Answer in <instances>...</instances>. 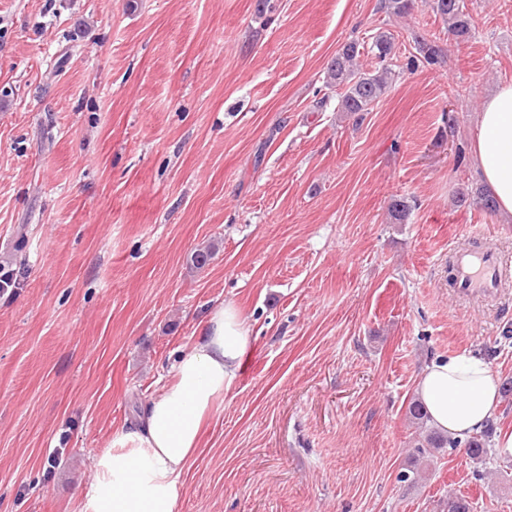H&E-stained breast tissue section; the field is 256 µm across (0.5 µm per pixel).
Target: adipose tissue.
I'll return each instance as SVG.
<instances>
[{"label": "adipose tissue", "instance_id": "adipose-tissue-1", "mask_svg": "<svg viewBox=\"0 0 512 512\" xmlns=\"http://www.w3.org/2000/svg\"><path fill=\"white\" fill-rule=\"evenodd\" d=\"M472 151L482 185L499 212L512 217L511 82L482 103ZM250 341V326L234 303L214 305L198 323L196 342L175 360L173 380L145 401L134 427L95 453L79 512H177L203 423L234 387ZM498 388L497 372L474 353L435 357L416 382L430 424L455 439L492 419Z\"/></svg>", "mask_w": 512, "mask_h": 512}]
</instances>
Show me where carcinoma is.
<instances>
[{"instance_id": "carcinoma-1", "label": "carcinoma", "mask_w": 512, "mask_h": 512, "mask_svg": "<svg viewBox=\"0 0 512 512\" xmlns=\"http://www.w3.org/2000/svg\"><path fill=\"white\" fill-rule=\"evenodd\" d=\"M427 4L446 23L449 35L463 40L470 37L472 17L465 0H427ZM414 5L415 0H382L381 8L393 16L403 17ZM415 43L418 55L410 59L409 67L414 68L421 63L435 65L444 61L443 50L436 42L417 38ZM373 48L376 49L378 67L372 70L365 71L356 66V58L361 55V43L357 41L343 45L328 63L327 84L342 89L338 111L357 116L368 112L391 87L395 76L390 65L394 51L393 37L384 31L375 35ZM458 203L476 205L488 212L496 210L495 200L481 186L461 189ZM487 438L489 432L485 431L467 440L465 455L471 460H481L487 454Z\"/></svg>"}]
</instances>
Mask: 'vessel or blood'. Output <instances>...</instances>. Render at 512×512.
I'll list each match as a JSON object with an SVG mask.
<instances>
[{
  "instance_id": "vessel-or-blood-1",
  "label": "vessel or blood",
  "mask_w": 512,
  "mask_h": 512,
  "mask_svg": "<svg viewBox=\"0 0 512 512\" xmlns=\"http://www.w3.org/2000/svg\"><path fill=\"white\" fill-rule=\"evenodd\" d=\"M452 287L462 298L490 299L502 288L512 265L489 243L458 250L452 257Z\"/></svg>"
}]
</instances>
